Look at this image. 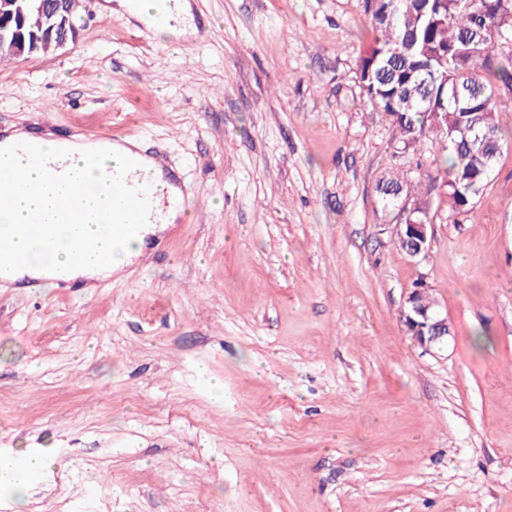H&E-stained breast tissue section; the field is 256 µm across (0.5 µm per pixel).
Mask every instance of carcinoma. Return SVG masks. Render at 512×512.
I'll return each mask as SVG.
<instances>
[{
    "instance_id": "carcinoma-1",
    "label": "carcinoma",
    "mask_w": 512,
    "mask_h": 512,
    "mask_svg": "<svg viewBox=\"0 0 512 512\" xmlns=\"http://www.w3.org/2000/svg\"><path fill=\"white\" fill-rule=\"evenodd\" d=\"M374 38L356 79L375 111L387 115L396 149L430 143L432 168L416 181L397 172L376 192L396 233L403 198L431 223L430 197L445 191L453 212L470 210L502 154L501 100L512 98V0H361Z\"/></svg>"
}]
</instances>
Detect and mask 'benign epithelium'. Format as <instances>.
Instances as JSON below:
<instances>
[{"mask_svg":"<svg viewBox=\"0 0 512 512\" xmlns=\"http://www.w3.org/2000/svg\"><path fill=\"white\" fill-rule=\"evenodd\" d=\"M21 2L22 0H0V21H4V26L0 29V43L5 41L6 36H11V48L17 55L32 56L44 44L58 50L78 39L80 30L70 31L66 28L65 16L61 14L63 0H54L51 4L41 0V13L46 17V27L40 32H34L27 38L19 27L9 30L10 23L23 16ZM429 228V224L406 225V232L401 235L400 243L404 246L415 245V248L408 250L410 256L427 255ZM429 293L430 288L425 281L417 282V287L412 289L407 298L408 310L403 312V321L408 332L425 349L448 336V318L442 316L436 305L423 300Z\"/></svg>","mask_w":512,"mask_h":512,"instance_id":"obj_1","label":"benign epithelium"}]
</instances>
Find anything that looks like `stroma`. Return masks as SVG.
I'll list each match as a JSON object with an SVG mask.
<instances>
[{
	"mask_svg": "<svg viewBox=\"0 0 512 512\" xmlns=\"http://www.w3.org/2000/svg\"><path fill=\"white\" fill-rule=\"evenodd\" d=\"M188 3L163 38L94 0L77 42L0 62V130H124L188 187L150 263L0 287V453L53 460L0 507L512 512V141L471 211L433 193L411 258L376 184L431 155L363 101L360 0ZM430 291L423 279L417 282V287L412 289L407 298L408 310L402 315L408 332L426 350L447 337L448 328L450 329L448 318L442 316L436 309L437 304H431L422 299Z\"/></svg>",
	"mask_w": 512,
	"mask_h": 512,
	"instance_id": "obj_1",
	"label": "stroma"
}]
</instances>
